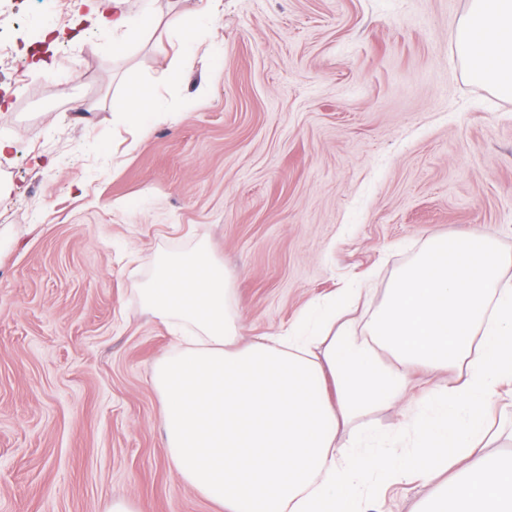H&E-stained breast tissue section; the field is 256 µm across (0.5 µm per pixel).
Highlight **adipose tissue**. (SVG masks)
Wrapping results in <instances>:
<instances>
[{"label": "adipose tissue", "mask_w": 512, "mask_h": 512, "mask_svg": "<svg viewBox=\"0 0 512 512\" xmlns=\"http://www.w3.org/2000/svg\"><path fill=\"white\" fill-rule=\"evenodd\" d=\"M125 2L100 21L118 57L163 23ZM223 15L224 0H207L165 79ZM455 49L475 81L512 97V0H470ZM511 265L487 236H438L400 269L364 331L344 306L313 303L288 330L241 347L233 289L208 249L158 259L139 299L191 330L152 378L171 468L224 512H362L410 477L432 488L420 512H512V455L482 453L489 402L512 381ZM454 365L463 379L432 389L403 426L337 447L352 421L406 395L413 368Z\"/></svg>", "instance_id": "1"}]
</instances>
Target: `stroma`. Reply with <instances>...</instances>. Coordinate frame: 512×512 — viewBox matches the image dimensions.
<instances>
[{"label":"stroma","instance_id":"35a3bbf8","mask_svg":"<svg viewBox=\"0 0 512 512\" xmlns=\"http://www.w3.org/2000/svg\"><path fill=\"white\" fill-rule=\"evenodd\" d=\"M157 6L165 27L116 59L112 0H0V512H221L165 457L152 377L179 343L135 293L160 255L208 245L247 344L363 282L381 304L433 237L512 252V98L455 54L469 0H224L174 82L169 26L200 0ZM43 62L56 89L27 82ZM138 83L165 107L143 130L99 105ZM458 376L415 371L404 404L341 441ZM428 492L396 485L364 510L414 512Z\"/></svg>","mask_w":512,"mask_h":512}]
</instances>
